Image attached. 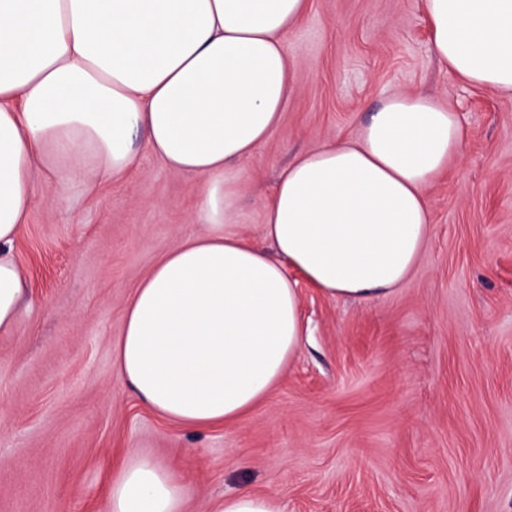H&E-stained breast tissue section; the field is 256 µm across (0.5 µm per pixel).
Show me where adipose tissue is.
Instances as JSON below:
<instances>
[{"instance_id": "ef3b65f1", "label": "adipose tissue", "mask_w": 512, "mask_h": 512, "mask_svg": "<svg viewBox=\"0 0 512 512\" xmlns=\"http://www.w3.org/2000/svg\"><path fill=\"white\" fill-rule=\"evenodd\" d=\"M309 0H0V335L28 295L13 249L44 186L66 198L137 166L132 137L204 180L209 231L181 239L129 299L114 365L142 404L190 429L234 423L301 344L290 263L322 294L389 296L430 237L425 189L457 161L452 107L395 94L346 140L282 170L264 208L268 255L235 229L250 158L281 122ZM439 61L512 96V0H425ZM189 487L143 456L112 475L105 512H184Z\"/></svg>"}]
</instances>
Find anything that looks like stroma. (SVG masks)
I'll list each match as a JSON object with an SVG mask.
<instances>
[{
	"label": "stroma",
	"mask_w": 512,
	"mask_h": 512,
	"mask_svg": "<svg viewBox=\"0 0 512 512\" xmlns=\"http://www.w3.org/2000/svg\"><path fill=\"white\" fill-rule=\"evenodd\" d=\"M281 124L241 162L237 231L292 157L352 135L395 93L458 112L461 158L426 189L430 241L386 298H330L296 270L302 346L234 425L189 430L147 410L113 367L138 282L203 233L204 180L133 137L138 168L36 205L14 247L30 294L0 337V512H104L113 469L147 454L190 487L186 512L246 488L286 512H512V97L437 59L424 0H310Z\"/></svg>",
	"instance_id": "35a3bbf8"
}]
</instances>
